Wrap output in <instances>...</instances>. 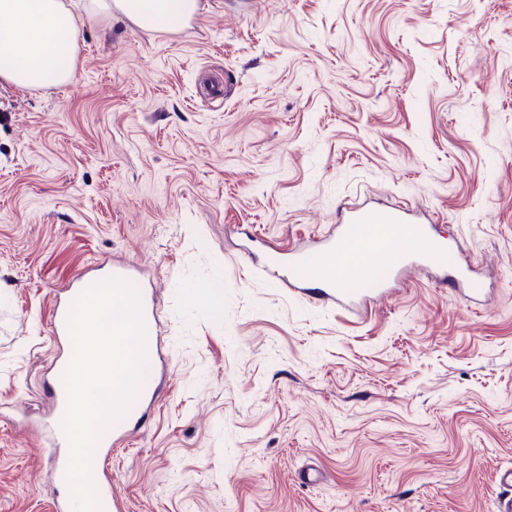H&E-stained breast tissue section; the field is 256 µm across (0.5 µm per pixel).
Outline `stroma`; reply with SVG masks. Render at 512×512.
<instances>
[{
    "instance_id": "35a3bbf8",
    "label": "stroma",
    "mask_w": 512,
    "mask_h": 512,
    "mask_svg": "<svg viewBox=\"0 0 512 512\" xmlns=\"http://www.w3.org/2000/svg\"><path fill=\"white\" fill-rule=\"evenodd\" d=\"M82 20L72 80L0 85V512H53L56 288L119 257L168 387L110 456L125 512H496L512 468V0H203ZM419 207L484 284L348 310L258 270L354 200ZM202 0H89L83 9L88 15L102 19L112 17L113 10L124 15L143 30H156L182 25L194 18ZM141 297H142V303H143V311H144V317L146 322V329H147V338H146V347H147V355H148V361H156L157 358L160 357L159 352V338L157 333V327H158V318H157V312L154 306V301L152 296L148 292H144L142 290H139Z\"/></svg>"
}]
</instances>
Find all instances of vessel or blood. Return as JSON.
<instances>
[{"instance_id":"b4317fda","label":"vessel or blood","mask_w":512,"mask_h":512,"mask_svg":"<svg viewBox=\"0 0 512 512\" xmlns=\"http://www.w3.org/2000/svg\"><path fill=\"white\" fill-rule=\"evenodd\" d=\"M342 222L338 236L316 243L310 251L292 249L283 260L271 255L266 273L289 292L305 291L313 280L320 286L318 298L322 302L353 305L366 301V285L378 282L381 274L396 277L416 261L437 268L446 265L447 242L434 238L428 225L416 223L409 208L379 211L366 205L354 206L344 212ZM97 282L94 276L77 277L64 288L51 315V334L59 353L52 363L53 378L47 391L51 412L44 426L55 447L51 468L57 486L65 482L69 458L61 426L66 408L62 376L72 354L67 317L72 302ZM142 303L147 355L153 362L160 356L157 312L150 294H143ZM136 422V417L131 416L113 424L111 434L103 436L95 450L92 476L104 512H122V501L107 475V464L112 448L127 441Z\"/></svg>"}]
</instances>
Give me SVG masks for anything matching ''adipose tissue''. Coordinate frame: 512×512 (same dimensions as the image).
<instances>
[{
    "mask_svg": "<svg viewBox=\"0 0 512 512\" xmlns=\"http://www.w3.org/2000/svg\"><path fill=\"white\" fill-rule=\"evenodd\" d=\"M85 13L124 15L143 30L187 22L200 0H87ZM80 22L64 0H0V81L19 88L68 83L79 51Z\"/></svg>",
    "mask_w": 512,
    "mask_h": 512,
    "instance_id": "ef3b65f1",
    "label": "adipose tissue"
}]
</instances>
